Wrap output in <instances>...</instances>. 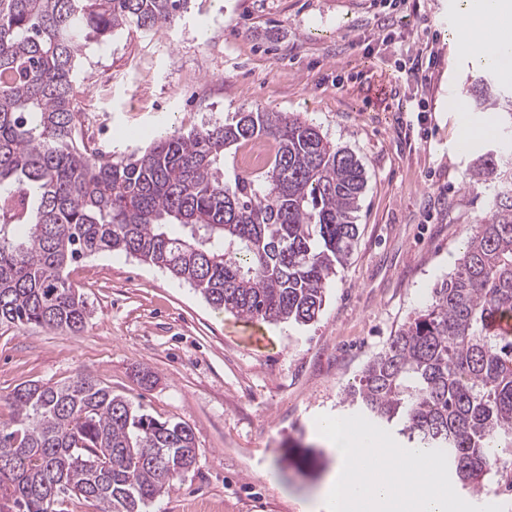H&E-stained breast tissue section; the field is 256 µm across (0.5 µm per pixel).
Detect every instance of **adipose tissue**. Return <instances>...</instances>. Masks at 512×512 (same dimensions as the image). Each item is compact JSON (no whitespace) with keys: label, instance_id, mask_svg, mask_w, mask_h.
<instances>
[{"label":"adipose tissue","instance_id":"obj_1","mask_svg":"<svg viewBox=\"0 0 512 512\" xmlns=\"http://www.w3.org/2000/svg\"><path fill=\"white\" fill-rule=\"evenodd\" d=\"M456 25L458 53L512 77V0H464Z\"/></svg>","mask_w":512,"mask_h":512}]
</instances>
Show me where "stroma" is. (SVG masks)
<instances>
[{
    "label": "stroma",
    "instance_id": "obj_1",
    "mask_svg": "<svg viewBox=\"0 0 512 512\" xmlns=\"http://www.w3.org/2000/svg\"><path fill=\"white\" fill-rule=\"evenodd\" d=\"M453 0H191L171 29L89 44L77 78L87 137L118 155L154 133L224 123L256 109L300 116L366 170L358 239L315 321L255 323L215 311L159 267L100 252L65 273L90 318L77 336L0 325V422L32 382L90 373L152 417L193 428L195 467L143 512H303L335 464L315 419L350 416L344 391L451 274L484 186L465 175L495 139L458 146L492 110L452 111L478 77L455 49ZM428 47L425 80L401 79ZM428 104L418 122V100ZM152 372L142 385L138 371Z\"/></svg>",
    "mask_w": 512,
    "mask_h": 512
}]
</instances>
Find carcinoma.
<instances>
[{"mask_svg": "<svg viewBox=\"0 0 512 512\" xmlns=\"http://www.w3.org/2000/svg\"><path fill=\"white\" fill-rule=\"evenodd\" d=\"M187 0H0V325L81 333L85 301L66 266L99 252L135 257L187 282L218 311L308 324L351 254L365 168L350 149L284 112L154 137L106 160L79 137L84 43L126 28L160 31ZM475 107L512 99L484 77ZM268 139L257 174L224 178V150ZM493 187L457 266L370 360L349 404L407 447L442 449L463 489H512V153L469 169ZM0 423V512H64L70 496L101 512H141L196 464L193 429L158 421L79 373L9 395Z\"/></svg>", "mask_w": 512, "mask_h": 512, "instance_id": "cac0c4a2", "label": "carcinoma"}]
</instances>
